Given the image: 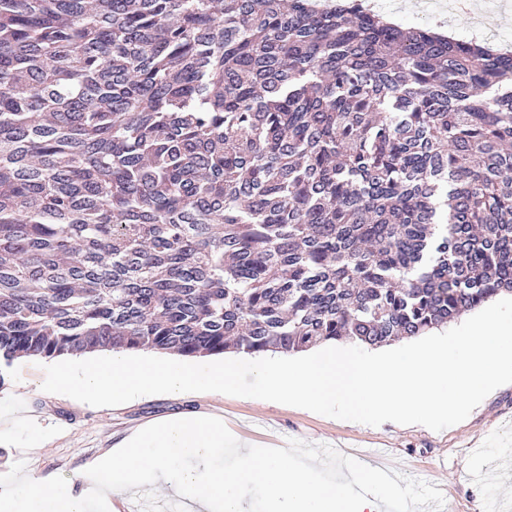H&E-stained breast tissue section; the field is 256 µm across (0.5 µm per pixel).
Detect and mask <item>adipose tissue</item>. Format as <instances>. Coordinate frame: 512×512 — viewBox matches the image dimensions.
I'll return each instance as SVG.
<instances>
[{
  "mask_svg": "<svg viewBox=\"0 0 512 512\" xmlns=\"http://www.w3.org/2000/svg\"><path fill=\"white\" fill-rule=\"evenodd\" d=\"M223 449L224 426L213 416L160 421L82 471L80 491L53 492L31 472L0 490V512H86L92 493L136 491L146 472L169 492L190 500L194 512H243L240 495L247 489L275 503L287 501L288 512H380L379 496H352L345 485L318 482L312 468L290 469L284 449H242L238 465L219 472L202 474L181 465L183 459L203 461Z\"/></svg>",
  "mask_w": 512,
  "mask_h": 512,
  "instance_id": "1",
  "label": "adipose tissue"
}]
</instances>
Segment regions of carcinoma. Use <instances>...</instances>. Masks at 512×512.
<instances>
[{
    "label": "carcinoma",
    "instance_id": "cac0c4a2",
    "mask_svg": "<svg viewBox=\"0 0 512 512\" xmlns=\"http://www.w3.org/2000/svg\"><path fill=\"white\" fill-rule=\"evenodd\" d=\"M502 293L512 53L355 0H0V388L381 346ZM504 298H512V295L511 294H502V295L496 297L494 300L486 303L480 309L474 310V311H471V312H467V313L463 314L462 316H460L454 322H451L448 325H445V326H443V327H441L439 329L433 330L432 332H430V333H428V334H426L424 336H419L417 338H412V339H404V340H401V341L394 342V343H392L390 345H383V346H380V347H369V346L360 345V344H357V343L345 341V342L321 344V345L315 346V347H313L311 349H308L306 351L298 352V353H291V354L272 353V352H268V353H264V354H246V353H242L241 352V353H228V354H225L224 358L222 356H220V357H207V358H203V359H188V360L192 361V362L201 361V360H205V361H210L211 362V361H219V360H222V359L256 360V359H261V358H294V357H300V356H305V355L314 353L316 351H319V350H321V349H323L325 347H329V346H336V347L358 346V347H360V348H362V349H364L366 351H369V352H380V351L396 348V347H399V346H402V345H405V344L417 341V340H419V339H421L423 337H426L428 335L439 334V333L446 332V331L450 330L451 328H454V327L460 325L465 320H467L471 316L477 314L478 312L482 311L483 309H485L489 305H491V304H493V303H495V302H497V301H499L501 299H504Z\"/></svg>",
    "mask_w": 512,
    "mask_h": 512
}]
</instances>
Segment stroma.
<instances>
[{
  "mask_svg": "<svg viewBox=\"0 0 512 512\" xmlns=\"http://www.w3.org/2000/svg\"><path fill=\"white\" fill-rule=\"evenodd\" d=\"M44 364L40 357L17 359L0 388V413L15 417L13 433L0 436V449L32 451L31 470L65 489L71 487L77 470L118 448L151 422L197 412L223 420L227 446L205 461L184 460L190 470L234 467L241 447H267L272 434L291 449L290 461L296 468L308 465V450L328 449L327 465L315 472L321 481H345V473L337 466L345 451L385 448L388 463L408 475L406 495H422L443 485L448 490L447 512H484L480 485L465 477L482 461L497 468L503 480L500 491L512 501V485L507 482L512 458L497 453L498 448H512V384L493 391L463 422L435 432L392 422L373 427L229 395H151L119 406L93 407L44 392ZM477 441L492 449L481 461L470 454L471 444Z\"/></svg>",
  "mask_w": 512,
  "mask_h": 512,
  "instance_id": "obj_1",
  "label": "stroma"
}]
</instances>
